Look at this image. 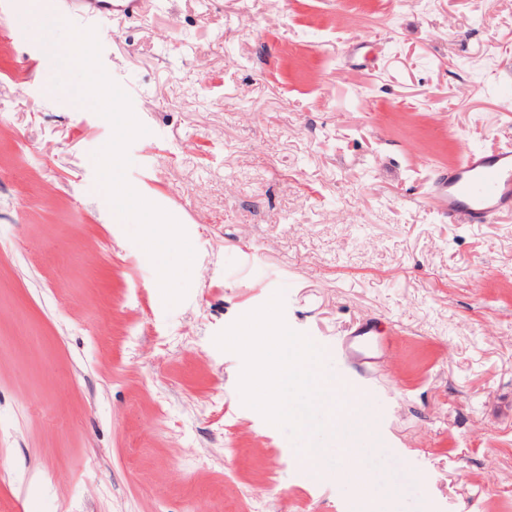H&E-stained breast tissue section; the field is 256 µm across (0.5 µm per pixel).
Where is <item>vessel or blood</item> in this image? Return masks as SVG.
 <instances>
[{"label":"vessel or blood","mask_w":512,"mask_h":512,"mask_svg":"<svg viewBox=\"0 0 512 512\" xmlns=\"http://www.w3.org/2000/svg\"><path fill=\"white\" fill-rule=\"evenodd\" d=\"M43 10L49 15L75 11L102 21L114 14L140 17L146 8L144 0H43ZM430 199L453 224H489L512 214V139L492 152L465 147L461 159L435 181ZM349 343L376 352L387 348L366 323L351 332Z\"/></svg>","instance_id":"vessel-or-blood-1"}]
</instances>
